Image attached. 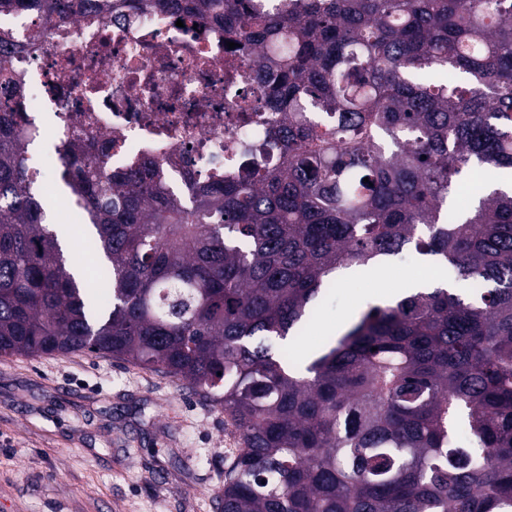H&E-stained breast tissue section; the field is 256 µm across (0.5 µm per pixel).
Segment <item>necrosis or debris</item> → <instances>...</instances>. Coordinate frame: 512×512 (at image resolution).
Listing matches in <instances>:
<instances>
[{"mask_svg": "<svg viewBox=\"0 0 512 512\" xmlns=\"http://www.w3.org/2000/svg\"><path fill=\"white\" fill-rule=\"evenodd\" d=\"M23 43L8 78L22 89L12 106L55 152L71 131L105 151L112 172L145 165L170 184L208 181L239 164L241 146L264 139L275 112H244L257 83L248 50L228 48L224 27L191 30L149 9L123 16L94 10L42 23L31 9L0 12V43Z\"/></svg>", "mask_w": 512, "mask_h": 512, "instance_id": "4bbe7bcc", "label": "necrosis or debris"}]
</instances>
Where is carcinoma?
Wrapping results in <instances>:
<instances>
[{
  "label": "carcinoma",
  "instance_id": "1",
  "mask_svg": "<svg viewBox=\"0 0 512 512\" xmlns=\"http://www.w3.org/2000/svg\"><path fill=\"white\" fill-rule=\"evenodd\" d=\"M27 3L110 9L0 10ZM147 6L251 46L280 124L235 176L172 190L62 141L100 259L89 282L32 192L22 115L1 105L0 356L89 352L186 383L240 436L221 512H512V193L475 181L448 208L475 168L512 171V0ZM410 246L467 290L369 304L298 358L339 270Z\"/></svg>",
  "mask_w": 512,
  "mask_h": 512
}]
</instances>
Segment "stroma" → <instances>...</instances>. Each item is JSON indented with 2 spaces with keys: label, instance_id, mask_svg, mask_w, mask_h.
Here are the masks:
<instances>
[{
  "label": "stroma",
  "instance_id": "35a3bbf8",
  "mask_svg": "<svg viewBox=\"0 0 512 512\" xmlns=\"http://www.w3.org/2000/svg\"><path fill=\"white\" fill-rule=\"evenodd\" d=\"M384 267L344 270L301 347L435 270L427 256ZM233 436L163 373L86 352L0 357V512H217Z\"/></svg>",
  "mask_w": 512,
  "mask_h": 512
}]
</instances>
